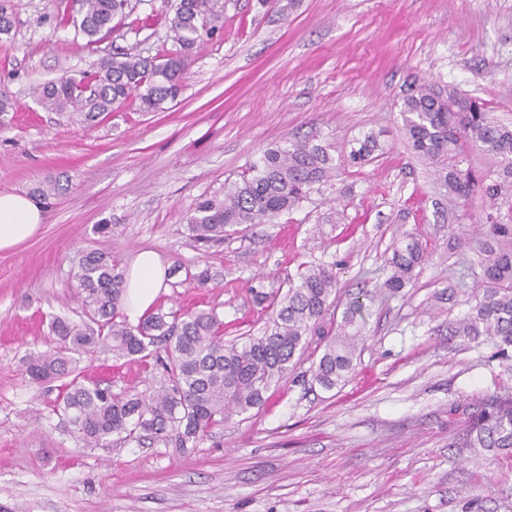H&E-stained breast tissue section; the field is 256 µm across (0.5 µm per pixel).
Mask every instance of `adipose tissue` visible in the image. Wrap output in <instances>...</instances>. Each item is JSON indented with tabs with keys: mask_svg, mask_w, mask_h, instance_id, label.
<instances>
[{
	"mask_svg": "<svg viewBox=\"0 0 512 512\" xmlns=\"http://www.w3.org/2000/svg\"><path fill=\"white\" fill-rule=\"evenodd\" d=\"M42 222L40 209L26 196L0 194V250L11 249L32 238ZM167 280V269L150 251L136 254L126 279L125 311L138 320L154 304Z\"/></svg>",
	"mask_w": 512,
	"mask_h": 512,
	"instance_id": "adipose-tissue-1",
	"label": "adipose tissue"
}]
</instances>
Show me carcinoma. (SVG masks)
<instances>
[{
    "mask_svg": "<svg viewBox=\"0 0 512 512\" xmlns=\"http://www.w3.org/2000/svg\"><path fill=\"white\" fill-rule=\"evenodd\" d=\"M82 7V20L59 13L57 24L77 27L90 44L111 34L114 20L130 15L129 0H82ZM170 8L169 13L152 9L133 19L128 29L137 35L163 26L173 33L175 47L147 56L117 49L92 71L39 87L42 107L80 116L88 125L133 94L140 111L162 110L180 94L202 34L213 35L222 21L212 0H175ZM400 115L407 146L431 168L441 217L449 203L478 192L488 199L476 240L479 292L454 332L487 336L506 356L512 348V222L503 221L502 211L512 213V125L493 117L480 99L443 93L425 83L404 98ZM378 150L379 143L368 134L345 162L362 165L375 159ZM475 157L490 162L491 168L475 169ZM336 169L327 148L309 141L268 149L240 180L224 187V199L203 200L190 209L189 230L194 239L209 241L243 225L271 224L298 208ZM426 257L419 238L403 235L388 259L390 275L383 288L397 294L413 285ZM75 278L84 319L50 321L54 346L28 358L29 379L40 384L72 374L81 356L100 348L147 367L159 362L166 377L164 386L148 394L114 393L110 385L85 384L76 377L64 384L51 412L90 448L133 441L184 448L232 417L262 407L270 387L285 379L304 355L311 360L314 381L326 390L345 382L356 368L366 307L355 297L340 323L327 319L337 293L331 265L304 266L285 292H256L269 312L268 324L258 336L246 334L230 342L224 341V321L213 308L150 312L137 326L129 325L122 314L123 273L104 252L83 254ZM461 447L512 454V394L496 395L468 414Z\"/></svg>",
    "mask_w": 512,
    "mask_h": 512,
    "instance_id": "1",
    "label": "carcinoma"
}]
</instances>
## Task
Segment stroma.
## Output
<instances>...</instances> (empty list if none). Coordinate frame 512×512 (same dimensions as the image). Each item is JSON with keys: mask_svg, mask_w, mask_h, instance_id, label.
Returning a JSON list of instances; mask_svg holds the SVG:
<instances>
[{"mask_svg": "<svg viewBox=\"0 0 512 512\" xmlns=\"http://www.w3.org/2000/svg\"><path fill=\"white\" fill-rule=\"evenodd\" d=\"M7 6L0 96L14 110L0 127V193L49 179L64 190L39 201L35 237L0 251V512H512V457L462 445L467 410L512 393V359L452 331L474 304L472 254L449 249L400 116L429 83L512 122V0H224V26L193 53L175 101L142 112L132 99L89 125L45 110L34 87L92 70L117 46L156 54L166 28L91 46L56 26L79 0ZM370 132L382 156L339 168L275 223L192 237L189 206L223 197L266 149L309 139L338 158ZM405 233L429 259L414 287L370 303L348 381L326 390L297 366L262 408L196 447H85L49 412L57 383L25 373L27 355L53 344L51 317L81 313L83 253L126 270L156 252L169 267L163 312L215 309L229 341L267 321L255 289L287 287L300 265H334L342 300L375 291ZM79 366L116 392L164 380L162 366L104 350Z\"/></svg>", "mask_w": 512, "mask_h": 512, "instance_id": "35a3bbf8", "label": "stroma"}]
</instances>
